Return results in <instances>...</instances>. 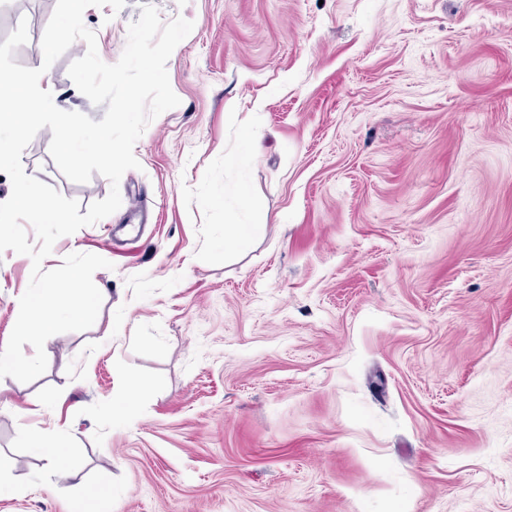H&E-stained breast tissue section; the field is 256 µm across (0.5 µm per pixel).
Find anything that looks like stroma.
Segmentation results:
<instances>
[{
  "label": "stroma",
  "instance_id": "1",
  "mask_svg": "<svg viewBox=\"0 0 512 512\" xmlns=\"http://www.w3.org/2000/svg\"><path fill=\"white\" fill-rule=\"evenodd\" d=\"M194 28L179 106L134 145L120 208L59 238L111 266L91 328L0 379V512H512V0H152ZM56 0H0L43 62ZM140 0L87 8L121 57ZM60 109L102 120L68 76ZM50 128L22 155L81 207ZM260 224L249 247L226 224ZM28 256L0 252V346ZM140 389L118 408L126 377ZM70 438L80 480L31 434Z\"/></svg>",
  "mask_w": 512,
  "mask_h": 512
}]
</instances>
